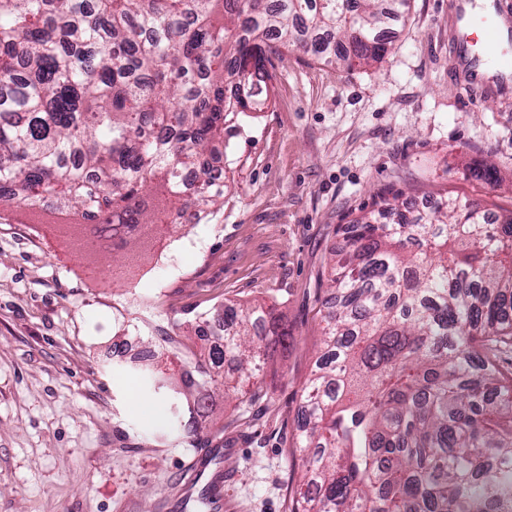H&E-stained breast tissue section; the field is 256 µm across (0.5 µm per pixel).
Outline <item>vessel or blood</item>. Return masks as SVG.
Returning a JSON list of instances; mask_svg holds the SVG:
<instances>
[{"mask_svg":"<svg viewBox=\"0 0 512 512\" xmlns=\"http://www.w3.org/2000/svg\"><path fill=\"white\" fill-rule=\"evenodd\" d=\"M448 11L459 31L454 54L469 84L512 87V54L499 49L501 43L512 40V10L498 6L496 0H485L480 6L475 0H448ZM202 507L222 512L224 492L221 484L194 465L184 478L181 508L198 512Z\"/></svg>","mask_w":512,"mask_h":512,"instance_id":"b4317fda","label":"vessel or blood"}]
</instances>
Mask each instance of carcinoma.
Masks as SVG:
<instances>
[{
	"instance_id": "1",
	"label": "carcinoma",
	"mask_w": 512,
	"mask_h": 512,
	"mask_svg": "<svg viewBox=\"0 0 512 512\" xmlns=\"http://www.w3.org/2000/svg\"><path fill=\"white\" fill-rule=\"evenodd\" d=\"M386 0H0V206L61 216L74 248L136 251L220 203L206 157L270 98L269 55L379 62ZM346 225L323 354L301 395L309 451L291 512H512V213L442 196ZM288 327L224 307V361L183 345L176 397L262 393Z\"/></svg>"
}]
</instances>
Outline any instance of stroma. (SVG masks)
Here are the masks:
<instances>
[{
    "mask_svg": "<svg viewBox=\"0 0 512 512\" xmlns=\"http://www.w3.org/2000/svg\"><path fill=\"white\" fill-rule=\"evenodd\" d=\"M396 12L372 67L300 49L271 57L268 108L240 113L224 136L223 207L159 232L133 264L73 253L54 211L0 209V512H181L185 465L218 447L232 474L224 512H290L306 462L298 411L344 224L388 193L512 212V93L467 104L448 0ZM258 301L291 336L255 402L217 388L190 406L112 355L144 323L154 342L182 341L198 318Z\"/></svg>",
    "mask_w": 512,
    "mask_h": 512,
    "instance_id": "obj_1",
    "label": "stroma"
}]
</instances>
